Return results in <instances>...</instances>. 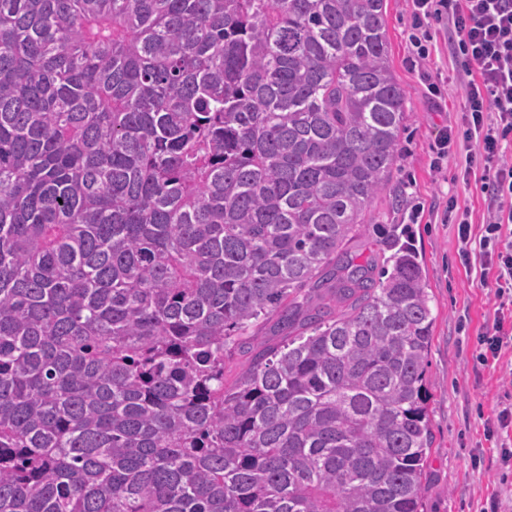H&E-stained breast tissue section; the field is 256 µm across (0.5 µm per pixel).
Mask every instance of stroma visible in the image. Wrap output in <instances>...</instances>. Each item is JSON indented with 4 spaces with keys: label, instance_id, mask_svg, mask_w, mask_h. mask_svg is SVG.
Here are the masks:
<instances>
[{
    "label": "stroma",
    "instance_id": "1",
    "mask_svg": "<svg viewBox=\"0 0 512 512\" xmlns=\"http://www.w3.org/2000/svg\"><path fill=\"white\" fill-rule=\"evenodd\" d=\"M386 11L392 70L406 92L409 114L393 169L404 201L398 206L389 194L378 196L371 208L374 224L354 248L382 264L380 239L385 226L396 224L408 230L423 268L434 317L426 371L434 443L422 481L425 512H482L493 499L502 512H512V469L503 467L499 455L501 444L512 441V428L492 437L484 431L501 404L512 402V353L479 363V337L492 322L495 295L461 264L456 227L445 220L447 204H456L468 211L473 233H481L488 203L479 187L463 178V147L452 148L440 168L431 165L438 132L455 124L464 110L465 71L439 29L432 32L430 57L411 64L408 0H386ZM429 73L442 78L440 112L428 101ZM417 204L424 212L414 224L410 215Z\"/></svg>",
    "mask_w": 512,
    "mask_h": 512
}]
</instances>
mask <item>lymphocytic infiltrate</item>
Returning a JSON list of instances; mask_svg holds the SVG:
<instances>
[{
    "label": "lymphocytic infiltrate",
    "instance_id": "lymphocytic-infiltrate-1",
    "mask_svg": "<svg viewBox=\"0 0 512 512\" xmlns=\"http://www.w3.org/2000/svg\"><path fill=\"white\" fill-rule=\"evenodd\" d=\"M412 62L429 55L432 28L446 31L468 76L466 104L456 134H444L440 153L452 141L467 147L464 174L475 177L489 200L490 216L473 235L467 214L456 217L458 255L464 267L478 265L480 284H492L498 306L481 337V362L512 350V0H411Z\"/></svg>",
    "mask_w": 512,
    "mask_h": 512
}]
</instances>
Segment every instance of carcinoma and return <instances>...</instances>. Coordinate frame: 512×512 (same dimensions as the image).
Returning <instances> with one entry per match:
<instances>
[{"label": "carcinoma", "instance_id": "1", "mask_svg": "<svg viewBox=\"0 0 512 512\" xmlns=\"http://www.w3.org/2000/svg\"><path fill=\"white\" fill-rule=\"evenodd\" d=\"M405 98L385 0H0V512H423ZM385 227L386 225H370L369 229L357 240L354 250L357 254H361L358 261L363 262L367 258H371L378 267L382 265L383 256L379 239L383 237Z\"/></svg>", "mask_w": 512, "mask_h": 512}]
</instances>
